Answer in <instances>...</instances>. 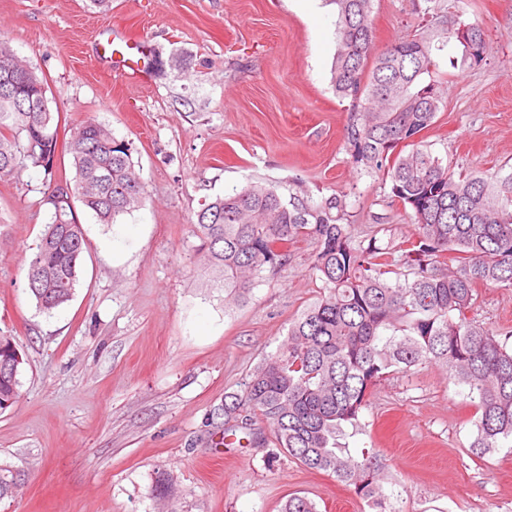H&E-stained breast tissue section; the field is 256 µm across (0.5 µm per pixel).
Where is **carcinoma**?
<instances>
[{
	"instance_id": "1",
	"label": "carcinoma",
	"mask_w": 512,
	"mask_h": 512,
	"mask_svg": "<svg viewBox=\"0 0 512 512\" xmlns=\"http://www.w3.org/2000/svg\"><path fill=\"white\" fill-rule=\"evenodd\" d=\"M336 5L337 52L331 70L336 94L351 102L345 151L351 163L390 182L388 197L412 212L415 234L399 244L372 235L358 240L342 223L344 195L310 205L285 201L271 185L252 183L205 202L192 220L196 254L208 271L204 288H222L243 303L263 277L286 262L301 239L315 245L316 301L289 323L276 350L248 375L242 393L224 396V436L247 434L273 460L283 453L350 487L371 512H402L398 484L373 449L343 443L361 428L360 416L393 372L438 365L468 389L479 416L471 451L483 456L512 439V348L469 316L478 288H512V172L486 176L454 172L433 154L423 134L443 97L432 78L433 52L458 38L460 14L448 0H423L425 23L410 39L371 56L374 0ZM485 33L470 25L459 63L484 59ZM9 71L31 69L0 42V177L43 173L40 204L53 210L29 262L27 291L52 314L75 293L84 229L73 200L99 224H116L145 206L130 143L88 119L71 129L74 176L58 174V124L38 75L17 95ZM11 336L0 334V400L16 402L20 369ZM283 512H317L293 494Z\"/></svg>"
}]
</instances>
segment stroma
I'll list each match as a JSON object with an SVG mask.
<instances>
[{
    "label": "stroma",
    "instance_id": "35a3bbf8",
    "mask_svg": "<svg viewBox=\"0 0 512 512\" xmlns=\"http://www.w3.org/2000/svg\"><path fill=\"white\" fill-rule=\"evenodd\" d=\"M418 0H375L374 52L416 34ZM486 34L481 65L440 75L445 104L425 139L453 171L512 168V0H449ZM143 56L122 78L101 44ZM0 41L46 79L59 142L87 119L129 142L146 204L116 225L74 215L87 240L73 299L46 315L26 291L48 207L42 175L0 178V334L24 365L0 413V463L24 471L0 512H368L352 489L242 437L216 413L319 294L302 239L249 299L202 289L191 218L205 201L262 182L311 204L348 197L356 239L415 225L388 183L344 148L349 103L331 66L336 13L325 0H0ZM118 250L103 249L106 241ZM481 325L512 331V289L479 288ZM476 409L439 366L390 376L348 443L376 448L403 512H512V448L479 457ZM165 495H157V483Z\"/></svg>",
    "mask_w": 512,
    "mask_h": 512
}]
</instances>
